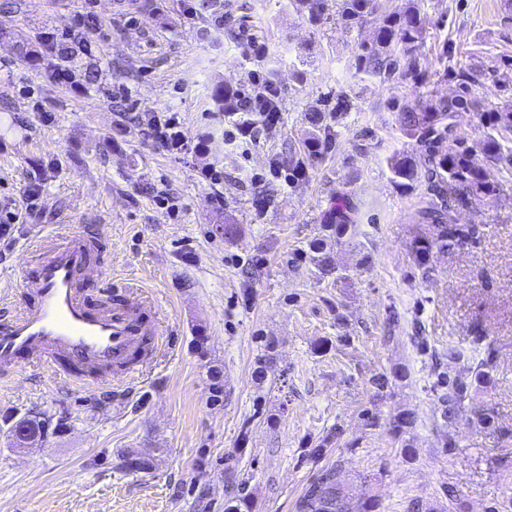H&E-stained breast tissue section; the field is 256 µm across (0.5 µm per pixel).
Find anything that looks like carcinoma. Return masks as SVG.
Returning <instances> with one entry per match:
<instances>
[{
  "label": "carcinoma",
  "mask_w": 512,
  "mask_h": 512,
  "mask_svg": "<svg viewBox=\"0 0 512 512\" xmlns=\"http://www.w3.org/2000/svg\"><path fill=\"white\" fill-rule=\"evenodd\" d=\"M420 2L410 0V6L404 13L386 16L376 41L359 45L355 56L358 71L367 74L399 72L415 80L419 78L423 44ZM289 6L305 14L312 25L320 24L330 10L328 0H289ZM379 9L380 0H336L337 19L350 26L363 23ZM197 10L203 17L222 19L224 0H198ZM18 47L22 58L36 66L47 51L56 54L64 62L86 54L88 40L82 36H73L69 38V43L63 44L56 41L54 34L43 33L32 41L21 39ZM478 84L480 79L477 75L462 73L460 93L457 96L427 104L419 99H407L401 105L404 128L424 152L428 165L422 169L415 157L396 153L388 158L387 166L392 181L400 187H412L423 175L429 181L430 194L419 214L421 223L433 226V234L418 240L415 251L417 265L425 279L433 271V254L451 253L476 238L479 233L475 225L456 223L455 204L465 201L471 195H496L500 184L495 171L512 168V111L493 107L481 109L480 118L486 128L487 164L484 166L473 162L464 140L454 133L459 113L479 107L477 100L472 97V87ZM261 86L270 99V111H281L280 90L275 75L267 73L262 78ZM237 98V91L221 89L212 96L213 107L215 111L226 114L242 112L244 105L238 104ZM348 109L349 99L342 92L336 95V105L330 111L320 109L304 113L306 137L301 146L294 149L295 162L289 169L288 182L300 181L308 176L311 164L333 143L335 133L331 122L340 121ZM328 220L329 223L323 225V229L336 237V241L351 243L357 236L360 209L348 195L338 192L336 205L329 210ZM305 256L310 264L309 271L315 278L322 280L332 276L338 282L349 279L347 269L338 263L323 240L311 242ZM471 343L483 346L482 357L471 358L465 348L452 344L442 353L452 363L471 361L467 374L448 377V392L440 396L441 418L450 425L455 421L457 410L493 381L495 349L492 342L478 330L472 336ZM274 356L276 344L271 340L265 343L264 354L253 372L255 380L261 382L266 378ZM415 423L416 415L410 410L398 411L389 421L391 431L399 435L412 430ZM26 428L28 437L43 441L49 433L59 434L66 426L59 421L50 430L45 421L28 419ZM340 469L337 463L323 468L297 499L295 512H378L379 499L375 496L367 498L355 509L350 507L349 497L338 479Z\"/></svg>",
  "instance_id": "1"
}]
</instances>
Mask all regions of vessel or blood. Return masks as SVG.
I'll return each mask as SVG.
<instances>
[{
    "label": "vessel or blood",
    "mask_w": 512,
    "mask_h": 512,
    "mask_svg": "<svg viewBox=\"0 0 512 512\" xmlns=\"http://www.w3.org/2000/svg\"><path fill=\"white\" fill-rule=\"evenodd\" d=\"M36 259L23 286L27 301L0 323V376L35 363L73 385L112 381L109 367L158 338L159 322L141 320L150 297L132 294L128 306L89 310L83 282L90 267V241L77 231L40 232L31 240Z\"/></svg>",
    "instance_id": "1"
}]
</instances>
